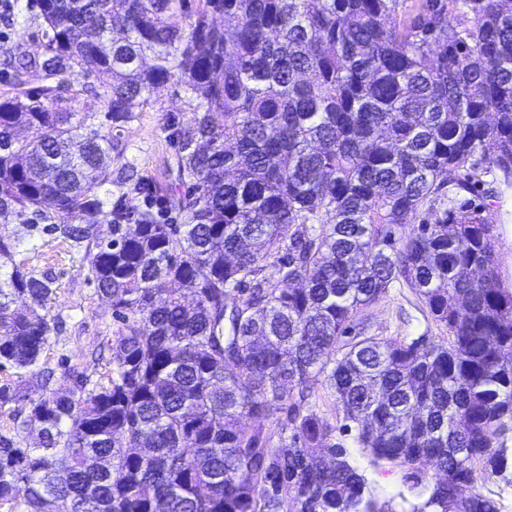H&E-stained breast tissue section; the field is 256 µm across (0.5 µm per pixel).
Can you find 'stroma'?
I'll list each match as a JSON object with an SVG mask.
<instances>
[{"instance_id":"stroma-1","label":"stroma","mask_w":512,"mask_h":512,"mask_svg":"<svg viewBox=\"0 0 512 512\" xmlns=\"http://www.w3.org/2000/svg\"><path fill=\"white\" fill-rule=\"evenodd\" d=\"M38 7L35 0H11L8 8L0 7V60L21 56L36 39L39 28L33 22ZM198 102L197 95L182 88L169 87L153 98L141 112L120 130L118 146L106 155L104 164L116 170L132 165L138 175L156 183H166V165L174 152L167 122L185 123ZM496 225L500 273L512 284V186L501 187L500 195L489 212ZM17 262L41 273L51 272L56 279L55 291L46 304L48 319L62 322L63 330L52 336L43 354L46 366L55 371V387L66 392L71 386V371L89 374L99 380L110 368L108 360L92 362V350L108 348L118 328L112 304L97 293L88 264L69 242L52 236L39 237L36 244L21 247ZM369 335L383 340L429 336L441 341L446 332L431 319L416 294L399 286L369 306L362 314ZM316 413L338 427L337 438L351 462L367 478V492L377 500L392 501L396 512H408L416 497L403 484L402 470L386 462H374L354 441L353 431L344 430V419L327 394L322 378L310 379ZM507 466L500 472L478 471L473 490L492 499L497 512H512V429L501 435Z\"/></svg>"}]
</instances>
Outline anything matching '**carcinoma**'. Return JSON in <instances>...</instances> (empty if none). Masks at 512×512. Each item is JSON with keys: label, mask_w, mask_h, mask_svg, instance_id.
Instances as JSON below:
<instances>
[{"label": "carcinoma", "mask_w": 512, "mask_h": 512, "mask_svg": "<svg viewBox=\"0 0 512 512\" xmlns=\"http://www.w3.org/2000/svg\"><path fill=\"white\" fill-rule=\"evenodd\" d=\"M176 2L37 0L44 40L11 77L39 70L44 85L0 101V224L28 211L29 235L68 241L119 322L105 377L75 370L57 395L41 363L56 325L40 313L55 279L0 233V370L15 377L0 404L20 403L16 429L39 436L0 434V502L22 490L27 512H396L366 495L312 409L315 374L359 447L424 497L411 512H497L471 487L476 463L507 464L497 439L512 425V289L484 215L497 189L481 179L492 167L512 185V7L201 0L186 23ZM75 71L117 127L172 84L203 96L171 133L181 223L148 179L130 184L144 209L101 196L115 143L66 105ZM396 283L448 342L366 335L358 313ZM29 378L48 396L24 393ZM428 462L442 478L425 497Z\"/></svg>", "instance_id": "carcinoma-1"}]
</instances>
